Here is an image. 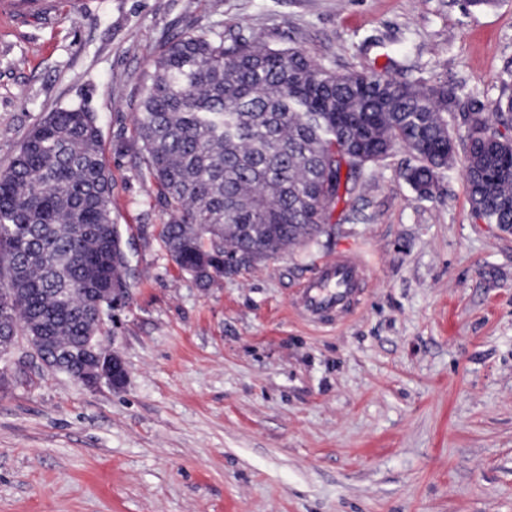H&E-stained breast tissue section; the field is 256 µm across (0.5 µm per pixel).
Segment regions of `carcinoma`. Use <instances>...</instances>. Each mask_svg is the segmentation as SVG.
Here are the masks:
<instances>
[{
    "label": "carcinoma",
    "instance_id": "cac0c4a2",
    "mask_svg": "<svg viewBox=\"0 0 512 512\" xmlns=\"http://www.w3.org/2000/svg\"><path fill=\"white\" fill-rule=\"evenodd\" d=\"M388 66L336 73L299 48L197 31L165 42L142 79L135 135L168 215L161 241L207 287L224 259L251 268L322 233L328 208L359 219L363 173L406 149L405 178L428 198L463 154L474 214L512 230L507 80L493 105L469 97L465 136L448 123L457 89L398 80ZM97 116L83 105L39 119L0 170V359L22 332L76 378L98 345L97 307L126 288L112 257V178Z\"/></svg>",
    "mask_w": 512,
    "mask_h": 512
}]
</instances>
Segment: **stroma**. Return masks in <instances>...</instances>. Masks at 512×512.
I'll use <instances>...</instances> for the list:
<instances>
[{
  "instance_id": "35a3bbf8",
  "label": "stroma",
  "mask_w": 512,
  "mask_h": 512,
  "mask_svg": "<svg viewBox=\"0 0 512 512\" xmlns=\"http://www.w3.org/2000/svg\"><path fill=\"white\" fill-rule=\"evenodd\" d=\"M220 27L338 73L461 85L512 71V0H53L0 16V169L45 113H96L131 297L100 333L127 380L89 389L18 337L0 373V512H512V233L474 215L461 164L417 196L396 149L361 218L206 288L161 240L138 156L160 46ZM358 253L365 298L339 328L289 307L323 258Z\"/></svg>"
}]
</instances>
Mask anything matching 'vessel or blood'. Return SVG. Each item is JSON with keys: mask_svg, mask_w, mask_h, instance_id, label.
I'll return each mask as SVG.
<instances>
[{"mask_svg": "<svg viewBox=\"0 0 512 512\" xmlns=\"http://www.w3.org/2000/svg\"><path fill=\"white\" fill-rule=\"evenodd\" d=\"M367 273L352 255H336L320 261L315 273L295 290L293 313L314 326H334L346 321L360 306Z\"/></svg>", "mask_w": 512, "mask_h": 512, "instance_id": "b4317fda", "label": "vessel or blood"}]
</instances>
